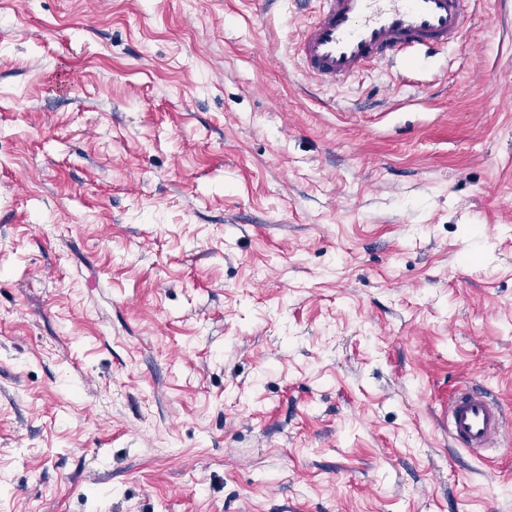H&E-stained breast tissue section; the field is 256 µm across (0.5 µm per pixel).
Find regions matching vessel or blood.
Here are the masks:
<instances>
[{"instance_id": "vessel-or-blood-1", "label": "vessel or blood", "mask_w": 512, "mask_h": 512, "mask_svg": "<svg viewBox=\"0 0 512 512\" xmlns=\"http://www.w3.org/2000/svg\"><path fill=\"white\" fill-rule=\"evenodd\" d=\"M296 55L306 77L336 85L417 51L436 53L454 45L476 0H317ZM438 423L451 440L476 456L498 445L512 427L502 403L472 382L434 390Z\"/></svg>"}]
</instances>
